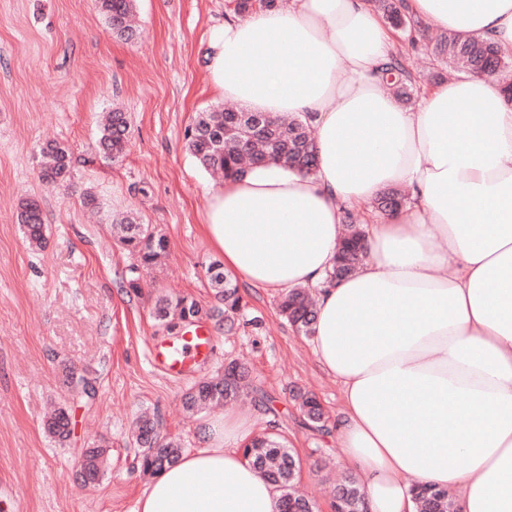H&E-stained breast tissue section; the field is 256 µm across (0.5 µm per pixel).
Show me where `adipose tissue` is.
<instances>
[{"label":"adipose tissue","mask_w":512,"mask_h":512,"mask_svg":"<svg viewBox=\"0 0 512 512\" xmlns=\"http://www.w3.org/2000/svg\"><path fill=\"white\" fill-rule=\"evenodd\" d=\"M512 56V0H403ZM208 71L252 112L309 116L319 164L275 163L210 188L212 249L251 288L317 289L310 341L342 385L336 429L367 512H417L403 481L455 491L458 512H512V93L462 74L406 107L386 90L394 30L368 0H281L211 35ZM393 186L367 259L331 283L343 210ZM245 417L203 421L197 448L136 512H278L280 492L239 452Z\"/></svg>","instance_id":"1"}]
</instances>
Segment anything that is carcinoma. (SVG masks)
I'll return each instance as SVG.
<instances>
[{
	"instance_id": "obj_1",
	"label": "carcinoma",
	"mask_w": 512,
	"mask_h": 512,
	"mask_svg": "<svg viewBox=\"0 0 512 512\" xmlns=\"http://www.w3.org/2000/svg\"><path fill=\"white\" fill-rule=\"evenodd\" d=\"M96 8L105 18L110 33L133 41L138 31L131 25L130 17L135 0H95ZM379 6L389 26L397 30L414 29V21L402 12L400 0H379ZM433 54L446 60L459 73L505 78L508 62L502 57L497 45L489 39L462 37L456 33L440 36L432 48ZM391 83L396 97L403 103L412 100L417 79L408 73L399 59L390 65ZM130 138V122L122 110L108 112L98 139L97 150L101 157L112 163L122 160ZM190 153L206 170L219 172L224 179H238L242 167L274 162L288 166L303 175L316 171L317 156L311 125L298 115L256 113L246 109L236 112L214 109L201 113L186 132ZM42 161L39 177L43 182L58 186L70 179V157L68 149L57 142H49L41 148ZM405 199L395 190L385 191L375 203L381 212H393L403 206ZM18 221L26 241L32 248H40L45 242L46 224L38 200H25L18 213ZM346 232L340 245L338 260L342 270L349 275L356 272L366 257L360 246L364 230L354 224L351 212L345 213ZM118 242L136 258L129 268L127 287L137 292L140 289L138 269L150 267L165 256L168 243L149 224H141L136 218L127 216L117 225ZM207 274L219 300V305L209 309L207 316L233 328L243 308L242 296L237 283L224 273V266L213 261ZM280 312L295 330L310 336L314 332L316 307L303 288H291L282 296ZM202 315V307L187 296H164L156 304V318L172 330L180 323H191ZM69 392L74 397L93 399L97 389L95 381L84 373L70 371L67 374ZM245 370L230 366L224 374L199 381L182 398L183 408L192 413L204 412L233 402L244 395ZM300 407L308 420L324 427V416L318 402L305 393L297 394ZM45 430L64 441L69 437L65 408L57 406L44 422ZM138 461L146 473L157 475L174 463L182 452L181 445L167 439L161 433L160 421L143 416L138 421L135 437ZM243 454L263 477L281 491L279 512H308L311 501L299 493L294 486L295 458L286 445L273 437H260L243 448ZM103 450L91 448L81 469L84 482L97 480L101 471ZM417 512H454V502L441 488L433 484H418L412 488ZM338 512H362L363 491L352 475L343 478L336 490Z\"/></svg>"
}]
</instances>
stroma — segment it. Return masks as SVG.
Returning a JSON list of instances; mask_svg holds the SVG:
<instances>
[{
	"instance_id": "stroma-1",
	"label": "stroma",
	"mask_w": 512,
	"mask_h": 512,
	"mask_svg": "<svg viewBox=\"0 0 512 512\" xmlns=\"http://www.w3.org/2000/svg\"><path fill=\"white\" fill-rule=\"evenodd\" d=\"M137 40L111 35L94 0H0V512H135L150 477L131 438L142 411L184 450L198 445L200 417L182 394L237 361L263 402L239 405L252 436L279 437L297 461L296 487L315 512H334V475L346 470L334 431L343 407L336 379L321 371L308 337L278 312L279 291L241 288L246 307L232 332L206 329L209 356L179 375L150 359L154 345L184 327L158 325V297L214 303L206 268L218 255L203 230L215 183L189 154L185 133L197 112L224 106L208 75L210 35L232 14L230 0H135ZM128 112L132 136L121 161L94 150L112 106ZM48 140L72 151L71 182L38 177ZM97 212L81 203L85 191ZM38 199L48 226L44 248L28 246L17 215ZM134 211L167 237V259L143 271L141 294L126 286L130 257L112 237L115 216ZM90 369L97 395L73 398L63 365ZM320 401L328 431L312 429L295 391ZM64 405L71 436L43 429ZM109 446V464L81 484L85 449Z\"/></svg>"
}]
</instances>
